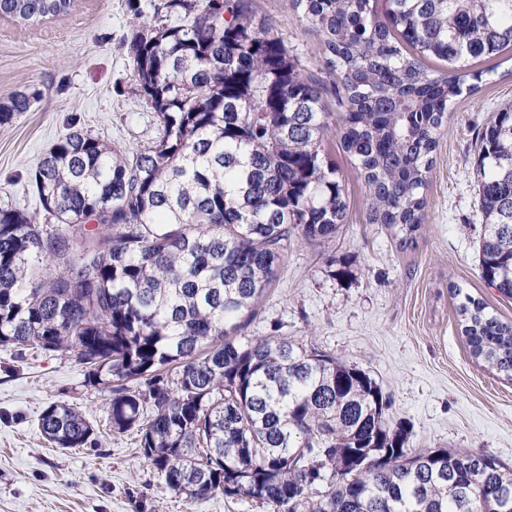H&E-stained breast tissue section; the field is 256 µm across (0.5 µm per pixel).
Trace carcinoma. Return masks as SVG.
Masks as SVG:
<instances>
[{
	"mask_svg": "<svg viewBox=\"0 0 512 512\" xmlns=\"http://www.w3.org/2000/svg\"><path fill=\"white\" fill-rule=\"evenodd\" d=\"M161 0L124 39L158 136L122 150L72 131L29 176L43 222L0 206V346L72 355L110 394L169 491L249 498L269 512H512V468L483 449L408 447L366 371L248 319L294 237L336 235L348 202L323 141L324 88L252 0ZM71 0H0L39 21ZM323 37L339 139L369 222L402 242L425 217L432 153L471 61L512 47V0H292ZM448 65L429 72L423 59ZM31 108L16 93L0 125ZM480 279L512 299V102L478 129ZM94 222L96 227L86 228ZM470 355L512 381V322L469 295ZM38 429L97 447L72 404Z\"/></svg>",
	"mask_w": 512,
	"mask_h": 512,
	"instance_id": "obj_1",
	"label": "carcinoma"
}]
</instances>
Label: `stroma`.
Instances as JSON below:
<instances>
[{
	"label": "stroma",
	"instance_id": "1",
	"mask_svg": "<svg viewBox=\"0 0 512 512\" xmlns=\"http://www.w3.org/2000/svg\"><path fill=\"white\" fill-rule=\"evenodd\" d=\"M300 60L304 77L325 81L321 36L291 0H252ZM137 21L128 0H72L66 13L36 22L0 18V101L33 96L31 109L0 125V205L40 210L28 180L42 154L82 130L138 149L158 135L120 43ZM433 154L424 222L401 243L368 220L369 199L343 153L332 152L349 196L335 237L292 240L245 333L279 336L336 355L373 377L390 400V420L411 430V448H481L512 466V381L473 359L455 315V289L512 321V300L478 274L483 222L476 198L477 130L512 102V49L473 62ZM77 406L102 440L60 450L37 420L52 402ZM267 512L250 499L194 502L167 491L133 434L109 430V395L86 386L71 356L0 346V512Z\"/></svg>",
	"mask_w": 512,
	"mask_h": 512
}]
</instances>
